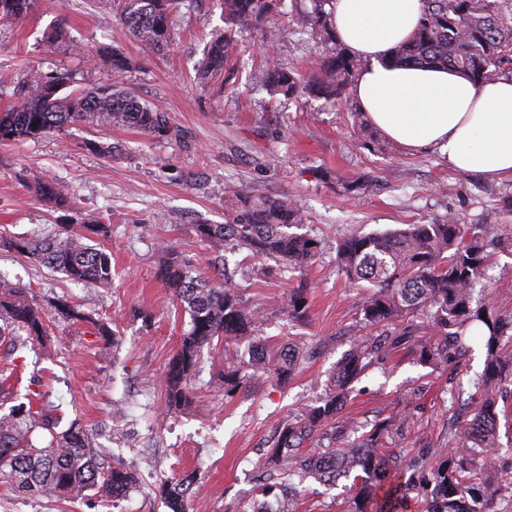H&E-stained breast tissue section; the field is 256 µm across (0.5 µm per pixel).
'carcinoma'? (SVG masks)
Listing matches in <instances>:
<instances>
[{
    "mask_svg": "<svg viewBox=\"0 0 512 512\" xmlns=\"http://www.w3.org/2000/svg\"><path fill=\"white\" fill-rule=\"evenodd\" d=\"M36 0H0V19L26 16ZM283 0H222L224 19L231 27L211 33L197 66L200 81L224 73L234 49L233 28L257 25L269 18ZM312 12L298 17V27L320 40L336 44L330 0H312ZM183 0H112V10L133 37L152 51L170 43L172 13ZM395 64L452 67L480 82L512 64V0H422L416 30L404 44L391 51ZM361 60L345 49H331L308 79L280 66L267 64L262 81L273 94L306 93L334 104L352 83ZM33 93L16 100L0 112V143L22 142L72 125L89 127L129 126L144 133L165 130L163 113L140 102L129 90L113 82L96 87H76L73 72L61 67L53 74L41 68L25 71ZM227 220L223 224H197V238L222 245L227 241L244 249L249 257L274 258L284 267L304 273L316 261L317 241L289 232L305 216L287 197L259 196L243 188L226 190ZM77 233L64 225L44 238L0 236V250L16 253L54 268L76 284L112 283V257L90 236H105L107 227L98 218L81 224ZM501 240L497 228L473 224L465 231L448 216L433 224H408L403 228L366 234H351L336 245V265L353 283H366L369 293L362 306L369 326H394L386 336L367 337L353 344L336 365L328 391L304 406L295 420L285 424L273 444L271 469L262 484L263 496L276 488L296 489L295 482L312 479L334 486L351 481L355 491L354 512H411L412 505L424 512H491L493 497L512 492V471L499 465V394L512 385V313L487 301L473 305V290L483 278L490 259L486 251ZM159 277L170 288L190 317L189 329L180 337L179 348L165 377L166 402L173 410L191 399L189 380L204 346L219 336L249 341L248 356H240L227 368L224 384L233 388L263 370L277 383L286 384L298 368L297 357L281 352L269 359L265 345L252 339L254 317L246 308L242 291L226 273L225 265L214 267L215 277L191 275L188 261L177 247H163ZM300 280L290 297L287 317L307 320ZM423 313L434 340L421 338L419 326L409 319ZM0 335L19 329L27 337L45 335L44 311L20 289L0 278ZM484 326L478 340L484 343L486 362L474 385L479 393L472 402L471 418L448 437V447L423 445L411 456L399 441L414 424L410 408L416 394H405V411L359 428L338 425L352 394L353 384L375 361L402 348H416L421 364L447 367L468 349L467 329ZM35 420L22 408L0 416V477L11 488L36 497L64 498L97 490L115 500L127 496L136 482L132 467L124 462L99 464L88 433L77 423L51 434L44 447L34 446L29 433ZM328 429L329 444L315 453L302 451L304 442ZM492 453L481 469L474 456ZM193 497L192 483H161V498L170 512H186Z\"/></svg>",
    "mask_w": 512,
    "mask_h": 512,
    "instance_id": "1",
    "label": "carcinoma"
}]
</instances>
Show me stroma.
I'll list each match as a JSON object with an SVG mask.
<instances>
[{"label": "stroma", "instance_id": "stroma-1", "mask_svg": "<svg viewBox=\"0 0 512 512\" xmlns=\"http://www.w3.org/2000/svg\"><path fill=\"white\" fill-rule=\"evenodd\" d=\"M309 6V0H285L268 27L237 29L225 74L205 85L197 82L196 67L212 30L224 24L220 0H186L171 17V43L158 53L130 36L111 0H37L27 16L0 22V110L13 103L28 65L48 71L66 63L61 45L44 36L62 20L82 52L75 65L80 85L120 79L167 121L165 132L152 135L79 125L64 135L0 143V234L43 237L62 224L77 232L85 218L101 216L111 233L98 243L112 256L113 276L106 287L76 285L56 270L0 251V276L34 303L48 311L65 301L86 316L74 324L50 319L47 337L23 346L0 338V393L7 399L0 415L22 402L31 417L56 419L57 431L80 422L102 458L137 463V484L125 499L91 490L65 500L36 498L0 482V512H168L160 483L185 476L196 479L189 512H251L263 500L260 466L282 425L323 394L354 341L376 333L363 321L364 289L336 268L337 242L449 214L512 236V180L460 173L435 149L404 150L367 122L352 94L330 107L303 94L273 96L261 86L266 33L274 35L278 62L305 77L330 53V45L297 30L296 17ZM115 49L132 63L118 77L109 61ZM89 140L115 151L91 152L84 147ZM355 179L367 181L368 191L350 192ZM42 181L62 192L65 206L36 195ZM229 183L291 198L306 217L298 233L318 241L317 260L303 274L267 277L263 271L274 259L222 252L256 317V338L269 354L289 345L303 358L287 385L260 375L228 391L225 356L240 345L213 339L192 377L191 402L171 413L163 380L189 316L158 278L161 246H177L194 274L212 276L209 262L219 252L199 241L194 227L223 223ZM486 279L496 306L512 311V245L496 248ZM302 280L308 320L297 324L284 309ZM142 310L151 313V323L139 319ZM97 321L116 333L117 346L103 349ZM485 358L476 345L460 368L435 370L420 366L413 350H398L354 383L340 421L350 427L397 413L401 394L414 390L418 410L404 450L414 452L424 438L447 447L455 415L468 410L450 404L448 379L460 378L463 392H470ZM268 502L272 512L290 506L349 512L352 494L310 480L295 503Z\"/></svg>", "mask_w": 512, "mask_h": 512}]
</instances>
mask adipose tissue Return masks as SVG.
<instances>
[{"instance_id": "obj_1", "label": "adipose tissue", "mask_w": 512, "mask_h": 512, "mask_svg": "<svg viewBox=\"0 0 512 512\" xmlns=\"http://www.w3.org/2000/svg\"><path fill=\"white\" fill-rule=\"evenodd\" d=\"M421 9V0H332L340 43L365 62L352 85L356 103L405 149L433 147L461 172L512 177V75L476 84L444 68L389 64Z\"/></svg>"}]
</instances>
